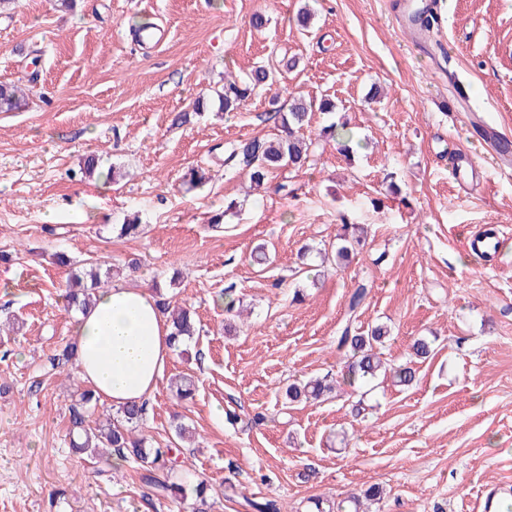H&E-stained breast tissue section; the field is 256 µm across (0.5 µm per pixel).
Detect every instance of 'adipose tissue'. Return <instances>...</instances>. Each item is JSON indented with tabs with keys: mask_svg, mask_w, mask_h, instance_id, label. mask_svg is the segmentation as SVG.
Returning a JSON list of instances; mask_svg holds the SVG:
<instances>
[{
	"mask_svg": "<svg viewBox=\"0 0 512 512\" xmlns=\"http://www.w3.org/2000/svg\"><path fill=\"white\" fill-rule=\"evenodd\" d=\"M78 371L101 402L151 398L171 357L170 323L145 288L113 283L71 322Z\"/></svg>",
	"mask_w": 512,
	"mask_h": 512,
	"instance_id": "adipose-tissue-1",
	"label": "adipose tissue"
}]
</instances>
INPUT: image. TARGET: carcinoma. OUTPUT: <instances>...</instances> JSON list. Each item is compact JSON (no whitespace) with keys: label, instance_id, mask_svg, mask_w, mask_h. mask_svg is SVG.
Here are the masks:
<instances>
[{"label":"carcinoma","instance_id":"obj_1","mask_svg":"<svg viewBox=\"0 0 512 512\" xmlns=\"http://www.w3.org/2000/svg\"><path fill=\"white\" fill-rule=\"evenodd\" d=\"M274 83L273 73L264 65L255 66L248 74L240 79L224 78L222 90L216 91V96L208 98L200 96L192 103L193 113L199 114L210 105L217 106L220 112H235L243 102L257 89ZM30 88L0 83V111L15 112L29 105ZM319 111L324 115H332L336 103L330 98L319 101L305 100L301 97L292 98L288 110L276 108L267 116L279 130L275 138L253 137L234 144L225 161L234 163L235 167L249 176L251 183L256 186L268 184L269 176L283 168L297 170L309 166L312 156L311 144L296 137V132L310 123L312 112ZM320 137L337 140L338 149L348 153L351 149L350 137H338L337 124L331 122L320 130ZM358 228L356 224L343 222L340 240L343 244L336 249V256L348 257L353 247L350 231ZM112 269L100 273V268L89 264L85 272L72 271L64 292L65 310L74 307L86 308L91 304V295L99 288L109 284ZM369 293L368 286L358 284L349 293L347 308L354 315L364 305ZM160 306L168 313L172 327L171 338L173 347L193 338L196 334L195 323L190 310L185 306H173L171 302H162ZM389 330L384 325H376L362 334L352 330L350 324H345L336 336V350L350 358L348 370L343 377L351 387H361L373 383L379 373L386 369L384 361L375 351V345L382 342ZM175 394L178 400L188 401L195 397L196 382L191 377L182 376L174 382ZM333 385L328 377L311 379L303 384L288 385L285 394L289 401L303 400L318 401L332 392ZM97 398L89 388L78 394V399L70 405L71 445L75 452L85 454L98 464L108 465L113 453L122 455L125 460H132L143 470L142 480L154 489L156 495L167 498L176 504L185 501L184 488L181 484L170 480L171 470L167 459V450L152 448L147 445V437L136 433L135 425L143 420L145 404L132 403L117 408L116 415H106L98 426L90 427L91 418L95 415ZM209 485L207 481H199L195 488L196 512H206L209 508Z\"/></svg>","mask_w":512,"mask_h":512}]
</instances>
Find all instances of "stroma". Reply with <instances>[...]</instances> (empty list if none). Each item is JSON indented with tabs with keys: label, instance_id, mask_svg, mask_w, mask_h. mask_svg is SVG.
Segmentation results:
<instances>
[{
	"label": "stroma",
	"instance_id": "obj_1",
	"mask_svg": "<svg viewBox=\"0 0 512 512\" xmlns=\"http://www.w3.org/2000/svg\"><path fill=\"white\" fill-rule=\"evenodd\" d=\"M440 2L426 53L407 49L387 0H76L67 12L17 0L0 11V82L33 86L25 111L0 112V512H168L137 464L102 473L69 452L81 378L54 365L71 341L57 251L104 268L139 259L125 284L195 311L200 334L173 355L141 429L174 449L173 481L212 484L213 512H254L264 498L315 512V498L374 484L383 496L370 512H473L484 486L512 479V244L488 257L466 247L512 236V174L489 164L480 133L512 140V0ZM306 4L316 16L304 32L294 17ZM143 19L165 30L160 46L136 41ZM258 61L289 92L335 96L357 142L348 157L335 141L315 146L311 167L275 174L278 194H248L224 165L236 141L275 136L272 91L174 123ZM452 71L477 120L461 112ZM375 84L385 97L370 104ZM458 153L475 163L467 193L451 170ZM197 166L208 181L193 188L183 176ZM228 199L239 209L212 226ZM133 214L142 233L119 236ZM344 214L367 230L350 261L297 273L299 248L335 245ZM361 282L370 292L353 319ZM228 287L245 317L225 314ZM348 321L387 325L382 356L411 362L413 385L379 378L361 417L343 386L288 402L289 383L340 379L334 341ZM422 336L434 351L412 359ZM182 373L197 381L189 403L169 389ZM176 415L193 442L175 438Z\"/></svg>",
	"mask_w": 512,
	"mask_h": 512
}]
</instances>
